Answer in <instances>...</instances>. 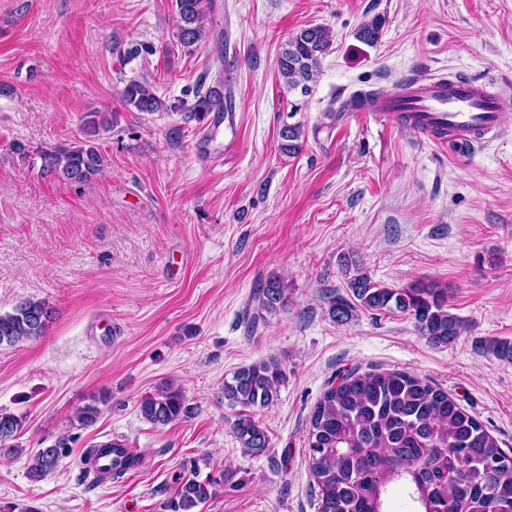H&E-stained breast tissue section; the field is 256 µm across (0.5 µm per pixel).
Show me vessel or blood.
<instances>
[{
  "label": "vessel or blood",
  "instance_id": "b4317fda",
  "mask_svg": "<svg viewBox=\"0 0 512 512\" xmlns=\"http://www.w3.org/2000/svg\"><path fill=\"white\" fill-rule=\"evenodd\" d=\"M506 100L483 81L415 77L397 93L376 99L366 110L375 117H406L429 140L459 147L498 137Z\"/></svg>",
  "mask_w": 512,
  "mask_h": 512
}]
</instances>
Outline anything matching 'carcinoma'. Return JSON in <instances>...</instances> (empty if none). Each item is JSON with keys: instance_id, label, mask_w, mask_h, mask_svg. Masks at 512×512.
<instances>
[{"instance_id": "1", "label": "carcinoma", "mask_w": 512, "mask_h": 512, "mask_svg": "<svg viewBox=\"0 0 512 512\" xmlns=\"http://www.w3.org/2000/svg\"><path fill=\"white\" fill-rule=\"evenodd\" d=\"M176 39L193 52L209 34L206 26L210 0H175ZM385 19L375 16L363 22L357 38L378 41ZM330 47L329 33L310 26L290 37L277 59V70L288 90L306 95L315 73ZM122 100L139 112H168V106L146 81L131 80L122 90ZM227 100L223 71L214 79L199 80L188 112L201 123L224 111ZM87 138L74 146L38 151L42 177L82 184L100 174L105 164L95 137L112 131V120L97 112L85 116ZM281 152L297 154L304 142L303 126L285 124L279 132ZM347 277L348 296L329 301L328 314L336 322L352 316L356 307L372 311L408 314L418 335L433 346H448L463 335L464 321L448 311L447 293L438 288L413 285L388 288L372 280L349 257L341 259ZM249 321H266L288 303V288L269 278L253 293ZM53 309L48 302L27 300L10 313H0V345H15L46 334ZM283 380L279 364L261 362L236 371L224 382V404L240 407L233 433L243 448L259 455L268 447V437L246 411L264 409L278 398ZM140 416L155 426H165L190 414L179 389L170 386L144 395ZM23 419L0 411V444L14 439ZM308 453L312 475L319 489V512H389L390 489H405L412 512H492L497 502L512 506V449L504 450L497 438L447 392L400 371L358 375L349 373L329 387L311 415ZM66 442L59 438L33 456L27 476L38 482L53 470L64 455ZM84 476L91 483L122 477L139 465V457L125 450L118 439L88 449L82 459ZM220 481L197 479V465L179 477L177 498L170 512H192L216 494Z\"/></svg>"}]
</instances>
